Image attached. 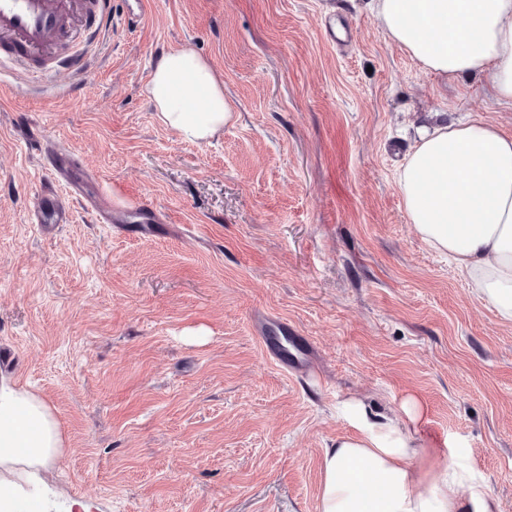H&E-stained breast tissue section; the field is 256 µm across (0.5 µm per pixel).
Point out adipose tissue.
I'll use <instances>...</instances> for the list:
<instances>
[{
	"label": "adipose tissue",
	"instance_id": "adipose-tissue-1",
	"mask_svg": "<svg viewBox=\"0 0 512 512\" xmlns=\"http://www.w3.org/2000/svg\"><path fill=\"white\" fill-rule=\"evenodd\" d=\"M372 10L387 40L425 70L451 82L481 77L498 105L512 107V0H373ZM148 96L187 142L238 117L223 82L189 45L157 59ZM397 187L421 239L512 323V135L481 119L419 128ZM337 411L354 433L323 451L319 512H497L456 449L443 458L423 449L408 425L360 400ZM62 448L54 409L0 372V512H55L43 475Z\"/></svg>",
	"mask_w": 512,
	"mask_h": 512
}]
</instances>
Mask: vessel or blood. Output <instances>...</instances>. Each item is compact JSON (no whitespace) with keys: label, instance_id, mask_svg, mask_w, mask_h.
I'll return each mask as SVG.
<instances>
[{"label":"vessel or blood","instance_id":"1","mask_svg":"<svg viewBox=\"0 0 512 512\" xmlns=\"http://www.w3.org/2000/svg\"><path fill=\"white\" fill-rule=\"evenodd\" d=\"M111 26V0H0V69L19 64L39 77L49 76L58 67L85 72L86 46ZM46 158L58 175L74 179L84 175L74 156L50 152ZM66 220L59 198L47 193L39 223Z\"/></svg>","mask_w":512,"mask_h":512}]
</instances>
